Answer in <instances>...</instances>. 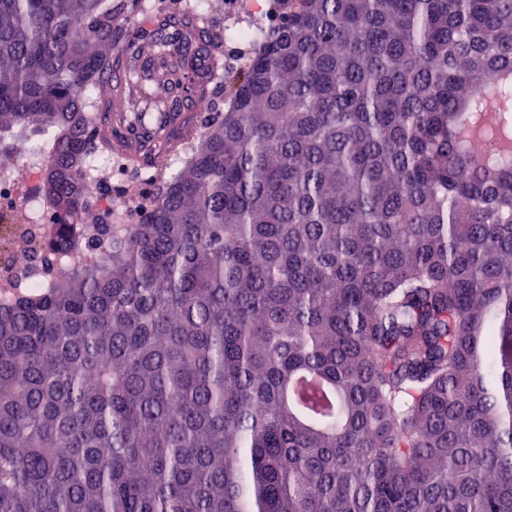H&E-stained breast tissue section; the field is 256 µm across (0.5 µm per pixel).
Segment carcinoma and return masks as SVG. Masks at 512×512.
<instances>
[{
    "instance_id": "cac0c4a2",
    "label": "carcinoma",
    "mask_w": 512,
    "mask_h": 512,
    "mask_svg": "<svg viewBox=\"0 0 512 512\" xmlns=\"http://www.w3.org/2000/svg\"><path fill=\"white\" fill-rule=\"evenodd\" d=\"M216 0H0V164L58 220L0 284V512H512V0H288L237 70ZM85 85L82 101L75 89ZM224 116L135 224L109 116ZM95 167L99 170V175L90 179L87 182L88 190L94 194H102L104 193L103 200V208L105 211L111 210H123L125 211V207L133 204L134 202L141 201L143 197V179H137L139 175H144L147 173H154V169H150L149 167H145L142 169L139 168H131L125 167V171L122 172L123 175L116 177L112 180L113 174L119 170L117 166H115L112 162L111 157L103 158L99 160ZM130 178L132 180L128 181L126 184V179ZM136 178V179H133ZM112 183L110 195L107 192L108 186ZM126 185V189H125ZM125 190V193H124ZM124 195L120 197L122 194ZM114 196L115 198H112ZM120 197L119 199H116Z\"/></svg>"
}]
</instances>
